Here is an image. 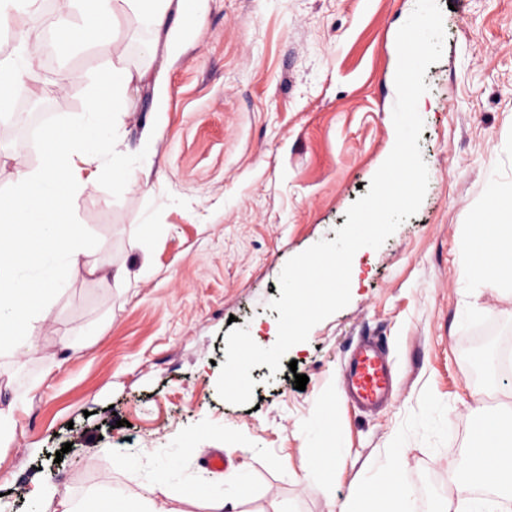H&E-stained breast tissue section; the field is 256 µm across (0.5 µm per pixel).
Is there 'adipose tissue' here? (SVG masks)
<instances>
[{
	"instance_id": "1",
	"label": "adipose tissue",
	"mask_w": 512,
	"mask_h": 512,
	"mask_svg": "<svg viewBox=\"0 0 512 512\" xmlns=\"http://www.w3.org/2000/svg\"><path fill=\"white\" fill-rule=\"evenodd\" d=\"M36 0H0V24L10 28L16 42L13 56L0 60V116L10 115L20 95L36 96L35 78L40 62L33 51L28 16ZM192 9L201 19L202 6L187 0H57L63 21L54 32L57 43L69 46L82 40L99 56L115 60L106 74L113 102H120L132 83H144L149 70L129 71L117 64L124 45L113 33L118 16L129 22L148 23L155 35L166 31L169 13ZM100 82L86 90L82 119L65 122L48 132L41 160L29 166L23 148L13 160L18 170L10 192L0 197V344L17 353L30 349L33 323L51 317V295L81 268L94 247L85 227L69 209L95 179L96 163L106 147L111 127L101 105ZM490 206L471 239L469 274L494 288L512 281V193L497 189L489 194ZM39 270L38 284L20 279V268ZM448 501L443 512H460V500L472 490L491 486L512 494V413L484 418L466 450L462 473L448 475ZM175 512L149 491L127 486L93 493L83 498L62 495L56 512ZM327 512H413L407 479L399 467L386 473L380 488H354L343 502L328 501Z\"/></svg>"
}]
</instances>
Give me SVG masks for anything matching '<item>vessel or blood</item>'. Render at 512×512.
Wrapping results in <instances>:
<instances>
[{"mask_svg":"<svg viewBox=\"0 0 512 512\" xmlns=\"http://www.w3.org/2000/svg\"><path fill=\"white\" fill-rule=\"evenodd\" d=\"M390 368L379 344L362 342L350 357L343 372V382L361 404H378L389 394Z\"/></svg>","mask_w":512,"mask_h":512,"instance_id":"obj_1","label":"vessel or blood"}]
</instances>
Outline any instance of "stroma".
<instances>
[{"mask_svg": "<svg viewBox=\"0 0 512 512\" xmlns=\"http://www.w3.org/2000/svg\"><path fill=\"white\" fill-rule=\"evenodd\" d=\"M438 2L444 52L419 110L425 199L354 256L345 308L279 372L251 369L256 405L218 395L226 337L245 326L274 344L263 327L279 317L268 303L286 262L335 239L390 154L396 35L415 0H206L199 25L169 18L177 48L152 57L149 25L120 28L123 66L154 78L127 90L113 129L136 181L116 187L104 169L71 207L95 258L127 276L71 277L50 321L32 326L34 351L0 352V410L14 420L0 436V512H31L34 481L45 512L113 484L154 488L178 512H207L191 494L206 484L239 512H325L395 462L416 512H438L477 407L512 405V378L473 360L512 344V283L490 289L465 270L488 191L512 189V0ZM57 67L77 77L42 87L53 127L82 116L87 85L112 63L76 43L41 73ZM364 336L392 365V394L374 410L341 385ZM328 412L339 453L317 479Z\"/></svg>", "mask_w": 512, "mask_h": 512, "instance_id": "1", "label": "stroma"}]
</instances>
